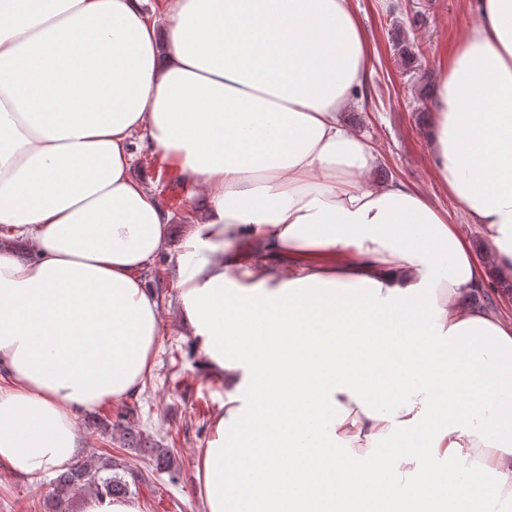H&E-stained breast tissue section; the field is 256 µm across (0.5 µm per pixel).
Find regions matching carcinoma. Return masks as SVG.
<instances>
[{
    "instance_id": "1",
    "label": "carcinoma",
    "mask_w": 512,
    "mask_h": 512,
    "mask_svg": "<svg viewBox=\"0 0 512 512\" xmlns=\"http://www.w3.org/2000/svg\"><path fill=\"white\" fill-rule=\"evenodd\" d=\"M112 470L114 464L109 458L99 464L83 461L60 474L51 494V512H70V492L80 487L91 494H129V486L121 476L116 473L102 475V472Z\"/></svg>"
}]
</instances>
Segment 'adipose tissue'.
Here are the masks:
<instances>
[{
  "label": "adipose tissue",
  "mask_w": 512,
  "mask_h": 512,
  "mask_svg": "<svg viewBox=\"0 0 512 512\" xmlns=\"http://www.w3.org/2000/svg\"><path fill=\"white\" fill-rule=\"evenodd\" d=\"M0 0V471L72 465L82 413L136 394L163 325L170 217L144 150L208 213L173 264L224 404L205 512L409 499L512 512V0H479L426 139L487 247L346 122L369 64L352 0Z\"/></svg>",
  "instance_id": "adipose-tissue-1"
}]
</instances>
